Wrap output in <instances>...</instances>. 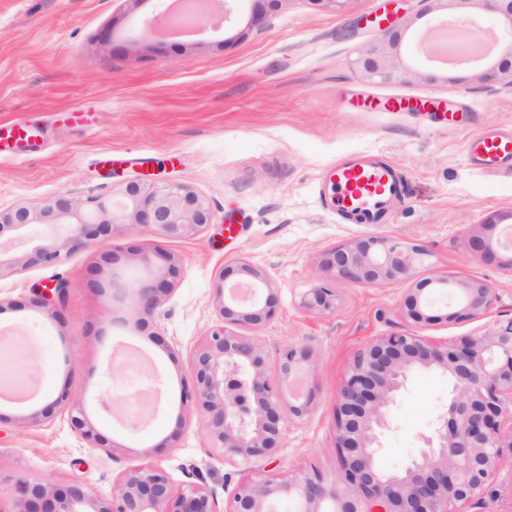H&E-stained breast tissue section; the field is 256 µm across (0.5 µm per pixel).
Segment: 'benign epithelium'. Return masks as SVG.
I'll return each instance as SVG.
<instances>
[{
	"label": "benign epithelium",
	"mask_w": 512,
	"mask_h": 512,
	"mask_svg": "<svg viewBox=\"0 0 512 512\" xmlns=\"http://www.w3.org/2000/svg\"><path fill=\"white\" fill-rule=\"evenodd\" d=\"M240 0H210L211 12L228 21ZM501 20L500 36L487 39L477 56L444 58L433 35L425 47L434 62L470 66L491 77L512 72V63L496 59L497 45L512 41V0H483ZM392 20L379 27L380 39L366 50L364 70L389 79L396 73L388 49L396 41L387 38ZM205 198L180 184L147 186L127 184L121 199H89L84 202L57 197L39 209L17 207L0 210V239L24 238L36 224L55 226V239H29L30 251L22 259L0 249V274L31 265L59 264L63 252L104 242L116 226L130 231L147 230L170 239H189L209 224ZM500 223L494 218L481 224L471 238L479 257L493 260L499 251H512V225L506 241L494 237ZM429 250L405 238L369 235L333 248L324 267L339 280L378 285L414 277ZM165 266L156 267L144 255L142 277L112 280V302L135 297L129 319L139 328L152 318L161 295L171 290L177 259L163 255ZM233 276L242 281L229 283ZM219 315L191 358L190 378L181 381V410L200 417L209 448L232 464H247L281 443L284 425L308 414L315 392L297 383L312 354L287 345L278 353L275 373L269 374L256 336L232 330L256 331L274 316L278 293L268 274L245 261L223 268ZM456 290L448 322L487 317L497 301L487 283L459 276L418 282L410 289L406 305L411 318L432 321L421 309L423 291L430 285ZM308 311L328 312L336 307V291L318 283L300 296ZM418 367L437 370L448 377V407L439 414L429 434L422 437L420 453L398 472L377 464L383 450L382 436L391 428L389 411ZM67 413L72 426L90 443L109 451L115 447L92 424L84 403L62 390L48 405L30 415L33 423L49 420L56 411ZM337 467L327 476L318 468L267 475L251 472L240 479L224 510L208 489L189 484L177 490L167 472L149 461L127 472L112 497L102 499L82 485L54 487L18 477L8 496L10 512H278L286 500L292 512H462L478 501L504 455H512V316H499L481 330L457 341L433 342L423 336L394 333L378 338L353 357L338 391L335 415Z\"/></svg>",
	"instance_id": "obj_1"
}]
</instances>
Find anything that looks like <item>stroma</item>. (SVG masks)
I'll list each match as a JSON object with an SVG mask.
<instances>
[{
    "instance_id": "stroma-1",
    "label": "stroma",
    "mask_w": 512,
    "mask_h": 512,
    "mask_svg": "<svg viewBox=\"0 0 512 512\" xmlns=\"http://www.w3.org/2000/svg\"><path fill=\"white\" fill-rule=\"evenodd\" d=\"M157 7L156 0H0V126L39 133L25 155L0 158V208H37L59 196L117 198L138 179L187 186L211 214L191 239L118 227L105 244L56 266L0 276V331L14 345L13 373L19 387H36L34 397L0 401L6 487L26 475L54 486L80 482L107 498L148 459L174 488L195 483L227 499L244 469L212 452L178 397L194 349L218 321L219 274L234 261L264 269L279 295L276 315L257 333L267 370L287 345L313 357L311 413L287 422L271 459L252 462L272 474L310 465L334 472L336 396L367 343L393 333L456 340L482 326L445 321L456 297L439 288L428 292L435 321L412 320L404 282L339 281L334 311H304L301 293L331 281L323 267L331 248L369 233L416 240L431 253L416 280H482L497 294L494 315H512V268L480 260L469 245L487 218L512 216V171L490 175L467 157L470 136L512 128V75L439 65L417 43L449 16H476L487 34H498L496 12L469 0H264L257 22L251 0H242L230 22L161 47L143 23ZM383 11L398 15V50L414 70L388 83L360 64L377 28L356 26ZM387 96L416 106L365 105ZM74 110L82 120H66ZM448 112L457 125L445 121ZM355 153L394 164L404 180L390 223H350L319 197L326 170ZM143 253L171 254L180 264L140 330L113 323L109 285L113 266L134 270ZM60 281L65 297L35 303L37 292ZM110 363L119 367L112 378ZM154 381V406L141 413V393ZM64 390L85 399L107 448L92 447L61 412L28 423L33 409ZM447 404L446 375L413 373L391 408L380 467L401 470ZM173 433L174 447H162ZM464 512H512L511 457L502 458L482 504Z\"/></svg>"
}]
</instances>
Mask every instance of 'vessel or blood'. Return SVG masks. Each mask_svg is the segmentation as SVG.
I'll use <instances>...</instances> for the list:
<instances>
[{
  "instance_id": "obj_1",
  "label": "vessel or blood",
  "mask_w": 512,
  "mask_h": 512,
  "mask_svg": "<svg viewBox=\"0 0 512 512\" xmlns=\"http://www.w3.org/2000/svg\"><path fill=\"white\" fill-rule=\"evenodd\" d=\"M470 146L484 171L512 167V132H482L471 138ZM324 183L336 212L361 224L383 223L393 202L405 192L391 164L363 156L337 161L325 174Z\"/></svg>"
}]
</instances>
